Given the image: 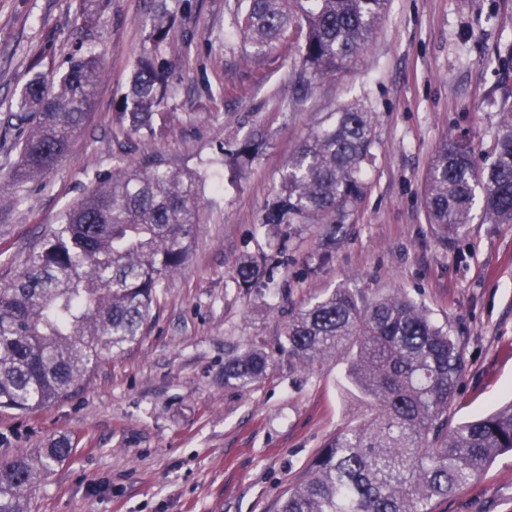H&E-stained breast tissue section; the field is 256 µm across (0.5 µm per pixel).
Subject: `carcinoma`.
Returning a JSON list of instances; mask_svg holds the SVG:
<instances>
[{"label": "carcinoma", "instance_id": "cac0c4a2", "mask_svg": "<svg viewBox=\"0 0 512 512\" xmlns=\"http://www.w3.org/2000/svg\"><path fill=\"white\" fill-rule=\"evenodd\" d=\"M129 87L116 106L134 151L156 136L172 90L165 52L174 43L177 8L156 0ZM387 0H236L231 28L244 47L262 54L292 27L299 30L301 87L351 65L372 42ZM101 58L88 51L69 60L56 83L36 76L0 129L26 131L19 161L0 179L16 185L44 178L86 124ZM374 113L358 105L329 115L292 155L259 220L275 253L244 257L233 279L249 290L274 282L284 265V238L296 224L326 226L321 259L336 247V229L363 193L373 162ZM263 134L224 149L213 160L243 171L264 149ZM206 167L173 170L161 162H128L98 178L62 223L32 252L26 270L0 288V409L28 413L81 392L103 357L143 334L166 282L189 260L204 207ZM481 191L484 221L512 224V109L506 110L492 160L479 163L467 139L443 141L424 185L428 221L443 244L472 220ZM288 357L302 367L344 362L342 394L363 408L313 459L305 479L277 512H432L512 450V401L491 415L448 426L464 370L457 337L436 326L399 291L367 295L336 288L288 321ZM261 350L224 358V384L248 388L267 373ZM71 453L60 437L48 447L0 461V512H30L25 492Z\"/></svg>", "mask_w": 512, "mask_h": 512}]
</instances>
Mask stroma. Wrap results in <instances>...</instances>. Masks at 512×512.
Returning <instances> with one entry per match:
<instances>
[{
	"label": "stroma",
	"mask_w": 512,
	"mask_h": 512,
	"mask_svg": "<svg viewBox=\"0 0 512 512\" xmlns=\"http://www.w3.org/2000/svg\"><path fill=\"white\" fill-rule=\"evenodd\" d=\"M80 0H0V117L38 72L61 74L90 49L103 73L87 125L40 182L0 189V286L111 173L126 137L115 103L137 60L153 0H98L100 22L76 31ZM235 0H190L175 28V98L138 155L194 167L226 140L263 130L268 145L228 184L212 165L203 224L139 340L103 360L73 398L26 414L0 410V459L70 438L71 455L31 495V512H272L313 457L359 410L339 387L342 364L300 367L283 349L288 316L338 287L397 289L457 336L465 368L449 425L512 400V224L484 223L480 209L442 246L423 203L427 169L444 139L467 134L491 160L512 80L499 55L512 46V0H388L358 60L297 99L298 47L286 36L257 56L228 33ZM350 104L375 112L376 158L361 200L337 232L329 261L320 229L300 224L275 271L276 291L240 290L239 260L268 249L260 216L299 143L326 113ZM269 353L253 387L224 384V356ZM434 512H512V452Z\"/></svg>",
	"instance_id": "1"
}]
</instances>
